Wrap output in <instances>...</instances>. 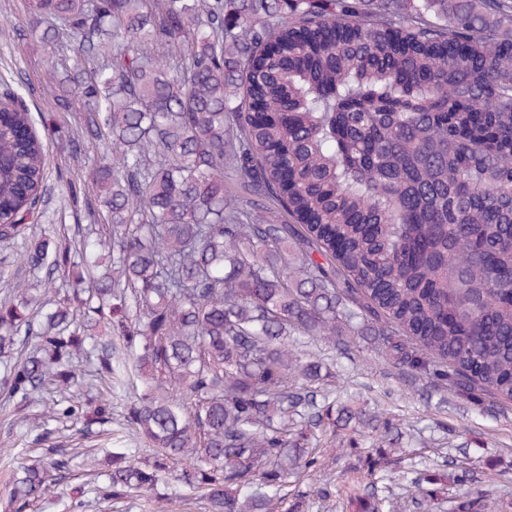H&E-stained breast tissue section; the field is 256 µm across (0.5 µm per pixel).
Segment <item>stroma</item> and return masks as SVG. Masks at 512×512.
I'll list each match as a JSON object with an SVG mask.
<instances>
[{
	"label": "stroma",
	"instance_id": "stroma-1",
	"mask_svg": "<svg viewBox=\"0 0 512 512\" xmlns=\"http://www.w3.org/2000/svg\"><path fill=\"white\" fill-rule=\"evenodd\" d=\"M37 30L25 0H0V86L22 89L47 151L45 203L26 238L0 243V267L13 265L17 253L43 235H74L87 205L94 202L89 175L99 149L89 139L81 156H73L70 146L55 134L56 126L79 118L82 104L75 100L64 109L54 107L57 78L46 63L48 51L38 40ZM66 182L75 187L76 197L61 192ZM301 346L333 371L329 388L339 395L360 393L367 410L402 423L404 436L395 447L376 434L352 442L323 437L318 450L327 468L321 474L302 472L291 477L288 512H354L347 505L348 496L361 492L374 473L398 477L390 486L393 512H419L416 502L423 498L429 499L433 512H449L453 500L466 496L487 497L495 503L496 512H512V406L488 402L477 407L451 393H436L430 401H423L416 386L363 341L348 356L339 355L320 336L302 337ZM82 428L76 420L44 416L39 406L21 417L12 405L0 402V448L35 458L41 453L37 435L51 429L80 439L89 450L74 460L68 478L31 512H63L65 502L75 488L90 481L92 471L107 470L106 454L96 448L97 437H82ZM447 457L472 469L474 481L454 483L443 464ZM325 478L338 491L335 499L324 501L313 493Z\"/></svg>",
	"mask_w": 512,
	"mask_h": 512
}]
</instances>
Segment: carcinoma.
I'll use <instances>...</instances> for the list:
<instances>
[{
  "label": "carcinoma",
  "instance_id": "carcinoma-1",
  "mask_svg": "<svg viewBox=\"0 0 512 512\" xmlns=\"http://www.w3.org/2000/svg\"><path fill=\"white\" fill-rule=\"evenodd\" d=\"M55 105L101 145L86 234L112 262L44 236L45 273L0 300V400L86 427L112 386L141 391L101 502L171 480L205 512H279L291 471L336 428L400 430L336 407L291 336H371L394 368L474 402L512 403V0H27ZM42 143L0 93V241L42 204ZM282 207L289 222L270 216ZM103 327L119 338L90 340ZM74 453L13 461L12 512ZM383 512L389 496L370 483Z\"/></svg>",
  "mask_w": 512,
  "mask_h": 512
}]
</instances>
